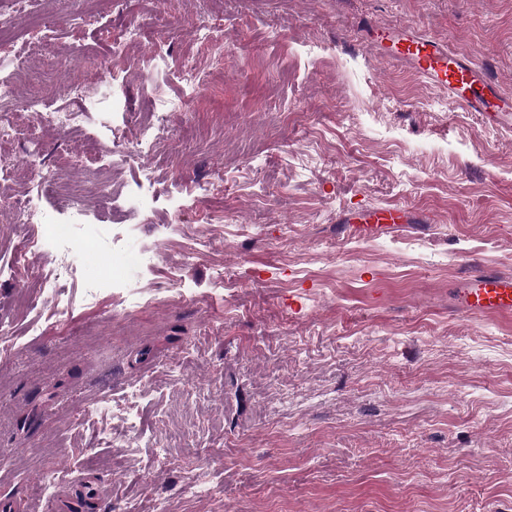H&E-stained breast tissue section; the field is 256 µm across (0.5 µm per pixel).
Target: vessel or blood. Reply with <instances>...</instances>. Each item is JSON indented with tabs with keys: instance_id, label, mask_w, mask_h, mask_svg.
Here are the masks:
<instances>
[{
	"instance_id": "b4317fda",
	"label": "vessel or blood",
	"mask_w": 512,
	"mask_h": 512,
	"mask_svg": "<svg viewBox=\"0 0 512 512\" xmlns=\"http://www.w3.org/2000/svg\"><path fill=\"white\" fill-rule=\"evenodd\" d=\"M392 56L412 62L431 83L448 89L449 100L482 122L501 130L512 129V97L502 95L482 67L454 53L442 43L421 35H402ZM463 313L493 314L512 318V276L476 270L457 293Z\"/></svg>"
}]
</instances>
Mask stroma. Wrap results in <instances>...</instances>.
<instances>
[{
    "label": "stroma",
    "instance_id": "obj_1",
    "mask_svg": "<svg viewBox=\"0 0 512 512\" xmlns=\"http://www.w3.org/2000/svg\"><path fill=\"white\" fill-rule=\"evenodd\" d=\"M51 28L20 19L0 52L51 43L18 85L41 112L80 105L125 40L115 92L142 111L180 100L143 160L103 156L97 114L65 134L41 113L17 128L74 182L139 186L110 224L86 199L94 239L75 238L68 307L40 292L42 257L0 272V501L45 508L42 474L95 491L78 512H512V320L454 312L476 269L512 275V132L481 125L447 88L390 58L402 27L440 41L512 96V0H41ZM220 21L222 48L192 32ZM194 62L192 87L155 51ZM403 213L398 224L364 220ZM223 215L206 224L204 213ZM40 222L0 223V265ZM154 254L146 268L127 249ZM191 284L173 296L176 279ZM141 388L137 454L103 446L111 417L78 424L91 399ZM168 445L166 454L156 445ZM204 479L216 495L194 496Z\"/></svg>",
    "mask_w": 512,
    "mask_h": 512
}]
</instances>
